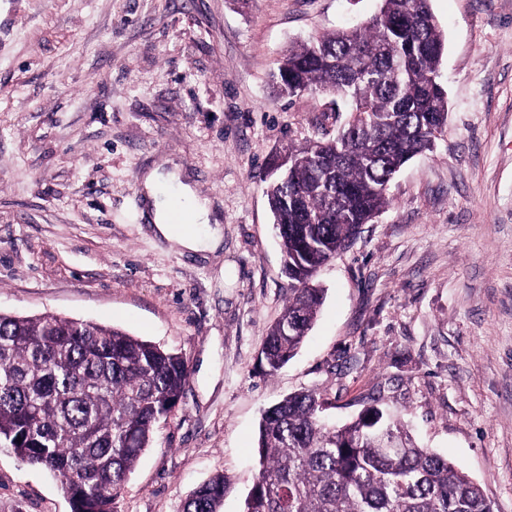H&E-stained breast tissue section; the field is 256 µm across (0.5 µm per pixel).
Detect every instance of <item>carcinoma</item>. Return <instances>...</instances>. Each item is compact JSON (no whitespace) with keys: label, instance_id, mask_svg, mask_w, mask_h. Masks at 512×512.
Instances as JSON below:
<instances>
[{"label":"carcinoma","instance_id":"cac0c4a2","mask_svg":"<svg viewBox=\"0 0 512 512\" xmlns=\"http://www.w3.org/2000/svg\"><path fill=\"white\" fill-rule=\"evenodd\" d=\"M361 26L288 46L273 75L289 99L344 101L334 136L288 144L284 175L266 195L292 281L261 355L278 371L323 304L317 270L347 249L389 203L400 169L433 149L448 118L440 81L445 36L430 0H381ZM183 357L113 327L0 312V448L49 471L71 512H119L129 474L176 409ZM317 390L287 395L262 415L258 477L243 512H493L483 489L448 459L418 447L373 404L327 422ZM394 443L379 448V438ZM224 476L193 491L182 512H221Z\"/></svg>","mask_w":512,"mask_h":512}]
</instances>
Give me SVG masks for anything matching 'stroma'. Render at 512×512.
<instances>
[{"mask_svg": "<svg viewBox=\"0 0 512 512\" xmlns=\"http://www.w3.org/2000/svg\"><path fill=\"white\" fill-rule=\"evenodd\" d=\"M380 0H0V312L119 328L181 354L183 396L119 512H181L220 474L242 512L263 411L323 392L346 423L379 404L512 512V0H431L448 123L317 281L305 343L261 349L291 282L266 186L288 142L335 135L331 97L272 88L290 42L366 23ZM178 169L223 228L214 251L157 235L143 175ZM0 512H71L0 449Z\"/></svg>", "mask_w": 512, "mask_h": 512, "instance_id": "1", "label": "stroma"}]
</instances>
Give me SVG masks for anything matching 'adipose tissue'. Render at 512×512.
<instances>
[{
  "label": "adipose tissue",
  "instance_id": "1",
  "mask_svg": "<svg viewBox=\"0 0 512 512\" xmlns=\"http://www.w3.org/2000/svg\"><path fill=\"white\" fill-rule=\"evenodd\" d=\"M177 182L176 173L162 175L159 169L148 171L142 180V192L147 215L155 232L163 238L175 242L192 252L216 250L222 241L220 228L212 224V208L208 200L196 197L188 185L179 184L177 194L187 206L188 225L174 224L170 221V201L163 198L162 179Z\"/></svg>",
  "mask_w": 512,
  "mask_h": 512
}]
</instances>
